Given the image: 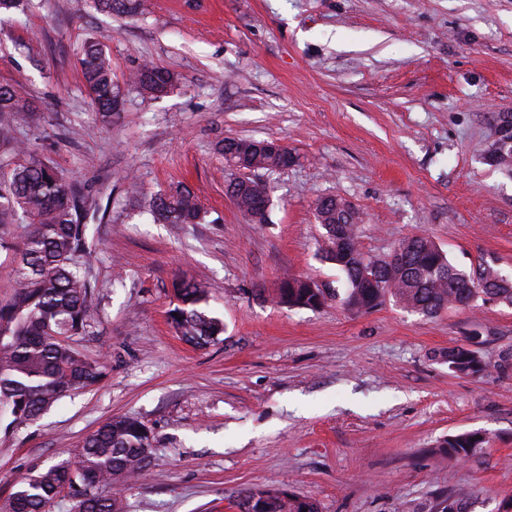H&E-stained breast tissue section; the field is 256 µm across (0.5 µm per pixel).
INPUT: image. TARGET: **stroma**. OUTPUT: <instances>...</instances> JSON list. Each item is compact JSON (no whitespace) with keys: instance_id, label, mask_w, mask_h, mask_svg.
<instances>
[{"instance_id":"stroma-1","label":"stroma","mask_w":512,"mask_h":512,"mask_svg":"<svg viewBox=\"0 0 512 512\" xmlns=\"http://www.w3.org/2000/svg\"><path fill=\"white\" fill-rule=\"evenodd\" d=\"M122 20L88 0H21L0 13V83L19 84L39 121L13 136L93 193L88 358L97 386L36 422H0V508L16 482L74 460L118 415L151 431L150 464L119 486L125 512H240L245 489L284 490L319 512H466L512 499V305L480 299L426 317L393 299L364 314L338 299L275 306L269 289L343 277L322 258L318 198L358 209L361 250L429 236L460 269L512 277V177L488 166L498 115L512 113V0H149ZM99 42L118 82L146 62L178 79L129 91L119 118L97 113L79 57ZM275 139L296 156L268 177L270 221L247 222L216 151ZM181 183L202 224H157L127 191ZM209 288L224 323L204 347L172 328V283ZM477 332L484 369L454 373L448 350ZM478 431L465 460L440 453Z\"/></svg>"}]
</instances>
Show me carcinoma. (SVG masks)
I'll return each mask as SVG.
<instances>
[{
    "instance_id": "1",
    "label": "carcinoma",
    "mask_w": 512,
    "mask_h": 512,
    "mask_svg": "<svg viewBox=\"0 0 512 512\" xmlns=\"http://www.w3.org/2000/svg\"><path fill=\"white\" fill-rule=\"evenodd\" d=\"M92 7L120 17L136 18L147 11L146 0H90ZM85 87L102 116L120 115L118 103L125 92L112 79L110 59L101 45L88 42L80 60ZM177 81L174 74L144 65L127 84L141 94L161 96ZM34 99L18 84H0V227L13 223L21 213L28 220L24 239L16 245L0 234V250L13 255L16 290L0 304V420L11 425L38 419L68 394L98 385L105 366L86 357L63 338L81 336L94 320V304L86 271L90 254L88 217L98 203L84 187L60 176L55 167L36 152L20 148L13 140L11 119L19 112L35 114ZM217 152L253 172L272 174L295 162V156L276 140L228 138ZM512 153L488 151L489 165L512 174ZM240 212L257 224L269 217L271 199L267 184L259 179L241 181L234 176L226 186ZM155 221L162 224H198L204 211L195 194L176 185L145 201ZM315 218L326 231L322 258L344 275L343 293L336 294L351 313H364L381 305L386 297L411 312L435 316L449 307L470 305L484 296L512 305V279H500L493 288L483 287L490 270L478 267L466 272L454 265L426 235L404 239L381 258L364 255L357 245L358 210L348 201L324 197L315 204ZM330 289L307 278L281 282L271 299L289 308L317 309ZM176 315L170 316L175 331L186 342L201 347L224 333V323L208 315L202 304L208 290L198 281L173 282ZM448 351V368L459 374L483 370L474 346ZM483 444L475 432L448 437L442 452L464 459ZM149 428L133 416L105 421L86 438L77 460L49 465L17 483L6 512H49L61 490L69 488L80 512H122L123 504L112 488L150 463ZM262 512H318L316 503L286 491L262 502Z\"/></svg>"
}]
</instances>
